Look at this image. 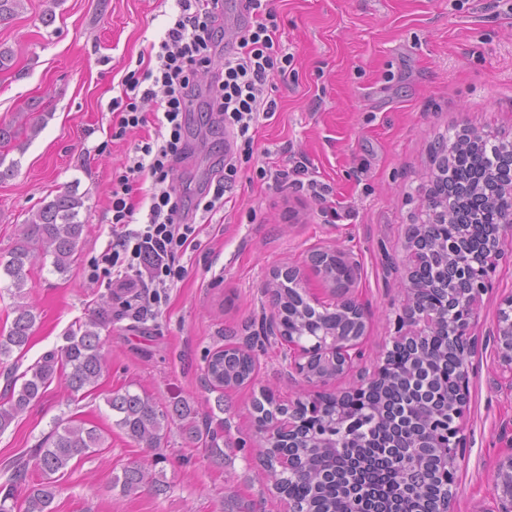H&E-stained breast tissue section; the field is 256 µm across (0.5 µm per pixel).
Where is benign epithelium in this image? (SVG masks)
<instances>
[{"label":"benign epithelium","instance_id":"benign-epithelium-1","mask_svg":"<svg viewBox=\"0 0 512 512\" xmlns=\"http://www.w3.org/2000/svg\"><path fill=\"white\" fill-rule=\"evenodd\" d=\"M424 208L439 224L448 223V202L435 196L425 198ZM430 224H421L418 230L407 236L406 281L407 302L402 314L397 317L396 336L392 346H410L414 349V359L400 373V379L409 386V391L423 394L429 389L430 381L419 378V359L422 358V346L426 339L441 334L448 336V353L460 360V387L449 393L442 409L434 411L424 422L416 419L420 430L414 446L424 443L430 448H446L448 453L438 456L437 471L445 480L443 495L438 502L436 512H454L453 502L456 497L454 475L464 453L462 438V419L468 402L467 383L469 367L467 357L471 349L469 329L476 318L475 302L478 296L491 286V273L497 261L503 256V237L512 231V215L498 219L496 230L484 251L471 254L456 252L451 243L435 240L431 237ZM426 250L441 251L446 256V263L435 282L421 281L415 275V265L419 255ZM330 254L337 264L343 266L349 277L338 282L341 288L352 283L357 277L359 264L339 250ZM443 287L447 292L444 308H429L419 304L420 294L426 289ZM505 308L499 312L497 324L493 331V343L499 360L512 370V297L504 302ZM343 322L331 329L324 330L316 336L302 334L296 330H284L276 318L269 322L263 335L273 336L285 351L284 359L288 369L310 384L320 387L314 397L299 405H310L327 394L324 387L334 378L344 374L353 367L360 356L359 341L365 335L366 317L360 303L353 299L337 302ZM388 379L386 364H381L373 373L361 378V383L350 390L331 393L336 399V432L329 430L318 433L314 440H307L299 431L300 421L296 408L288 406V414L277 415L272 423L271 432L267 434L270 448L275 454L277 469L288 467V453L285 449L301 443L308 448L341 449L350 445L356 433L344 425L342 406L351 397L367 395L377 390ZM497 488L501 510L512 512V452L498 460Z\"/></svg>","mask_w":512,"mask_h":512}]
</instances>
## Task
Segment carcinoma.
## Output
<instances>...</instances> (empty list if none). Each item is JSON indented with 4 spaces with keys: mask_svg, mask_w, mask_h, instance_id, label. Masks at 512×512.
I'll return each mask as SVG.
<instances>
[{
    "mask_svg": "<svg viewBox=\"0 0 512 512\" xmlns=\"http://www.w3.org/2000/svg\"><path fill=\"white\" fill-rule=\"evenodd\" d=\"M48 113L34 108L17 113L12 122L0 125V182L15 176L18 163L6 162L13 149L22 148L21 140L29 139L42 129ZM508 140L495 136L488 139L496 156V167L500 179L512 178V156L506 153ZM489 166L481 152L460 151L452 156L443 175L437 177L431 187L432 195L447 193L448 207L452 215L449 225L443 224L435 230L449 240L455 235L468 234L479 243L483 225L491 224L495 214L488 210L487 197L480 189ZM83 197L74 189H65L42 205L22 224L18 241L10 252V259L0 262V272L11 280L13 297L17 298L13 312L16 316L7 335L0 336V356L8 357L13 350L24 351L29 343L36 316L25 298L28 287L26 266L37 261L52 258L54 270L64 273L73 262L84 232V222L79 220ZM304 303L303 296L296 291L279 288L273 294L281 325L294 324L297 306ZM308 321L304 329L314 330L316 322H336L340 317L328 311L317 312L306 306ZM102 321L90 320L71 330L65 336V345L58 351H49L21 375L13 378L8 401L0 405V434L4 433L28 406L38 400L45 389L58 376L64 379L70 393L80 391L97 383L101 377L106 359L102 351L100 329ZM442 337H437L433 349L420 369L425 376L435 380L432 393L441 386L454 381L456 374L453 359L443 360L438 352ZM255 371V362L248 353L228 347L215 351L207 361L206 375L215 389L241 387L250 383ZM263 400L255 403V422L258 430L264 432L274 415L273 408H281L274 395L262 393ZM107 405L117 416L116 426L135 443L152 452L151 460L143 465L127 467L122 476L115 479L124 495L134 494L143 489L154 492L165 491L157 465L166 462L161 448L168 427L177 424L186 438L209 444L210 454L224 460V449L220 448L218 433L211 429L208 420L200 419L198 410L185 400L174 401L160 409L144 393L128 389L112 394ZM345 418L357 427L360 437L374 436L387 430V425L376 420L366 405L359 401L351 403L345 411ZM103 440L96 428H86L68 420L57 422L49 437V444L35 449L30 457L19 456L12 460V474L0 485V512H13L11 504L18 487L26 480L29 466H34L49 477L64 473L73 461H79L95 449L102 447ZM311 471L291 473L278 470L273 463L266 465L274 488L288 497L302 503L308 512H349L350 503L346 490L347 459L355 454H364L365 467L361 479L369 485L378 497L390 501L392 495L406 488L416 493L420 510L430 508L443 491L441 481L434 476L422 474L407 475L397 462L402 460L404 449H397L396 458L385 457L384 448H346L344 456H336L334 448H309ZM56 489L53 482H41L26 488L25 512H52L51 504Z\"/></svg>",
    "mask_w": 512,
    "mask_h": 512,
    "instance_id": "cac0c4a2",
    "label": "carcinoma"
}]
</instances>
